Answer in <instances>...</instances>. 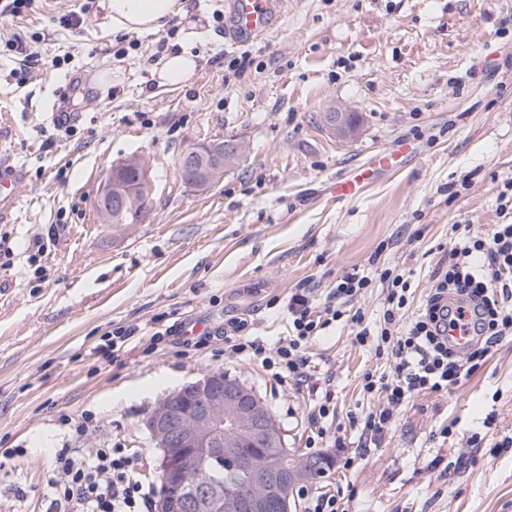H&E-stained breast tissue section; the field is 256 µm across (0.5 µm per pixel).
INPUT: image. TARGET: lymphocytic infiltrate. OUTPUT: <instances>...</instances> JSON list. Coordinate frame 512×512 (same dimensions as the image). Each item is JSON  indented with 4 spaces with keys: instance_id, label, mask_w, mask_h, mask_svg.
Listing matches in <instances>:
<instances>
[{
    "instance_id": "f902f5d3",
    "label": "lymphocytic infiltrate",
    "mask_w": 512,
    "mask_h": 512,
    "mask_svg": "<svg viewBox=\"0 0 512 512\" xmlns=\"http://www.w3.org/2000/svg\"><path fill=\"white\" fill-rule=\"evenodd\" d=\"M381 278L387 290L382 320L376 328H359L354 336L359 345L375 344L393 365L391 374L368 373L363 378L364 392L381 400L364 418L360 438L366 442L381 439L414 395L452 389L479 366L496 342L512 335V222L493 225L484 236L467 228L458 233L412 318L404 316L410 273L387 268ZM454 301L471 309L470 319L451 310ZM288 319L287 340L270 347L257 337L228 336L225 357H253L272 369L277 379L307 382L305 347L325 327L313 311L310 292L300 290L289 297ZM463 326L472 329L473 343L457 352L448 336ZM55 462L66 479L54 493L56 512H149V493L134 478L123 449L99 448L83 456L62 448Z\"/></svg>"
}]
</instances>
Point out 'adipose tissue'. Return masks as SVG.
<instances>
[{
  "label": "adipose tissue",
  "mask_w": 512,
  "mask_h": 512,
  "mask_svg": "<svg viewBox=\"0 0 512 512\" xmlns=\"http://www.w3.org/2000/svg\"><path fill=\"white\" fill-rule=\"evenodd\" d=\"M185 0H107L106 9L116 34L151 33L164 28L174 16L184 14ZM197 66L188 46L178 45L160 59L156 70L163 84L180 87L189 83Z\"/></svg>",
  "instance_id": "1"
}]
</instances>
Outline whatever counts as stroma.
<instances>
[{
    "label": "stroma",
    "instance_id": "stroma-1",
    "mask_svg": "<svg viewBox=\"0 0 512 512\" xmlns=\"http://www.w3.org/2000/svg\"><path fill=\"white\" fill-rule=\"evenodd\" d=\"M152 34L114 35L103 0H32L0 15V159L20 166V209L0 231V512H53L65 477L55 452L117 446L152 494L159 451L144 426L167 395L210 370L255 390L287 447L308 448L324 389L329 426L354 442L351 417L376 409L365 373H388L375 346L354 344L352 317L379 319L385 268L412 273L417 310L455 237L501 224L512 179V0H281L272 32L235 44L226 0H187ZM79 12V28L60 26ZM22 40L29 56L7 50ZM199 56L190 85H159L177 40ZM240 67H230L231 59ZM355 113L352 134L324 119ZM71 115L55 125L49 108ZM234 138L237 163L204 191L178 156ZM407 145L398 167L352 200L332 181ZM143 158L152 186L138 224H104L112 166ZM372 283L310 340L308 382L260 360L225 359L224 337L288 334V296L316 309L343 275ZM128 348L99 354L117 328ZM164 340L150 344L155 332ZM512 336L454 390L402 408L375 447L314 483L347 512H512Z\"/></svg>",
    "mask_w": 512,
    "mask_h": 512
}]
</instances>
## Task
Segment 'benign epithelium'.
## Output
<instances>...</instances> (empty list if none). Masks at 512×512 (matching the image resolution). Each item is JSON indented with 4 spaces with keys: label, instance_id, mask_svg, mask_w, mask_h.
I'll return each instance as SVG.
<instances>
[{
    "label": "benign epithelium",
    "instance_id": "obj_1",
    "mask_svg": "<svg viewBox=\"0 0 512 512\" xmlns=\"http://www.w3.org/2000/svg\"><path fill=\"white\" fill-rule=\"evenodd\" d=\"M240 152L238 141L192 145L179 156V172L203 191L224 177ZM130 171L138 173L133 182ZM150 190L141 158L114 165L98 204L103 222L112 223L114 209L135 208ZM145 426L160 452L154 512H295L300 487L326 473V457L286 447L264 400L222 371H209L168 395ZM216 467L225 474L222 494L211 491Z\"/></svg>",
    "mask_w": 512,
    "mask_h": 512
}]
</instances>
